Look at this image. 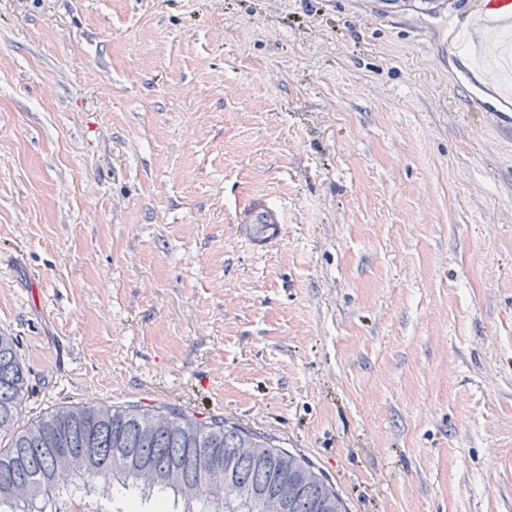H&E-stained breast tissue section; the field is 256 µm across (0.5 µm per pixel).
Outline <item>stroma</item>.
Wrapping results in <instances>:
<instances>
[{"mask_svg":"<svg viewBox=\"0 0 512 512\" xmlns=\"http://www.w3.org/2000/svg\"><path fill=\"white\" fill-rule=\"evenodd\" d=\"M381 0H0L21 424L169 407L350 512H512V131ZM282 240L236 225L254 199ZM246 239L261 247L278 243L284 232L281 212L263 200H254L240 215Z\"/></svg>","mask_w":512,"mask_h":512,"instance_id":"obj_1","label":"stroma"}]
</instances>
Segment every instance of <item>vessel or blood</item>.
I'll return each mask as SVG.
<instances>
[{
    "label": "vessel or blood",
    "instance_id": "b4317fda",
    "mask_svg": "<svg viewBox=\"0 0 512 512\" xmlns=\"http://www.w3.org/2000/svg\"><path fill=\"white\" fill-rule=\"evenodd\" d=\"M449 41L460 51L472 84H487L491 98L483 102V115L499 123L512 122L506 108L512 104V0H475L457 21ZM239 222L246 239L267 247L278 243L284 232L280 211L255 200Z\"/></svg>",
    "mask_w": 512,
    "mask_h": 512
}]
</instances>
